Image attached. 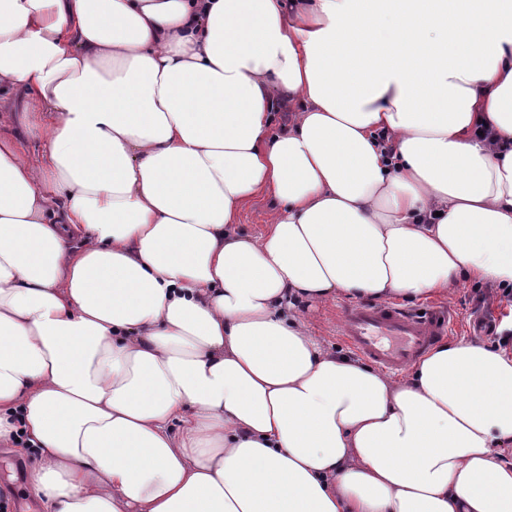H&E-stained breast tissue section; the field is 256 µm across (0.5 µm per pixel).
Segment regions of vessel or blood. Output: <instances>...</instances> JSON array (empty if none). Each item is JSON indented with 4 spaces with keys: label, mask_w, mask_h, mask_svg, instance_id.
Returning a JSON list of instances; mask_svg holds the SVG:
<instances>
[{
    "label": "vessel or blood",
    "mask_w": 512,
    "mask_h": 512,
    "mask_svg": "<svg viewBox=\"0 0 512 512\" xmlns=\"http://www.w3.org/2000/svg\"><path fill=\"white\" fill-rule=\"evenodd\" d=\"M450 325L449 313L436 308L418 312L389 304L359 303L343 310L341 332L354 351L398 373L447 335Z\"/></svg>",
    "instance_id": "obj_1"
}]
</instances>
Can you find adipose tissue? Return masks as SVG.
<instances>
[{"label":"adipose tissue","mask_w":512,"mask_h":512,"mask_svg":"<svg viewBox=\"0 0 512 512\" xmlns=\"http://www.w3.org/2000/svg\"><path fill=\"white\" fill-rule=\"evenodd\" d=\"M16 92L0 445L45 512H512V348L396 381L297 311L512 289V0H0ZM3 114L12 115V119H10V123L8 125V130L18 136L20 138V145L22 148L23 156L31 163H36L39 159L40 154V144L39 141L28 137L25 133L23 124H22V112H21V102L17 98V109L16 112H4ZM272 207L273 200L270 196L259 195L252 199L241 213L238 231L247 236L261 233Z\"/></svg>","instance_id":"adipose-tissue-1"}]
</instances>
